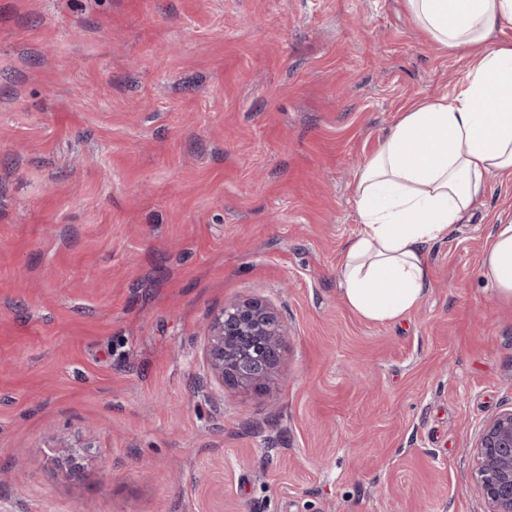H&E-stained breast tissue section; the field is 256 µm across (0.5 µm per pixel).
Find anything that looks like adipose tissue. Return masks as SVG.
<instances>
[{
    "label": "adipose tissue",
    "mask_w": 512,
    "mask_h": 512,
    "mask_svg": "<svg viewBox=\"0 0 512 512\" xmlns=\"http://www.w3.org/2000/svg\"><path fill=\"white\" fill-rule=\"evenodd\" d=\"M412 20L450 50H469L459 90L403 113L355 186L360 228L341 274L345 304L373 323L419 306L427 253L484 195L512 174V0H404ZM498 299L512 302V224L498 225L484 261Z\"/></svg>",
    "instance_id": "adipose-tissue-1"
}]
</instances>
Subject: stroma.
Segmentation results:
<instances>
[{
    "instance_id": "obj_1",
    "label": "stroma",
    "mask_w": 512,
    "mask_h": 512,
    "mask_svg": "<svg viewBox=\"0 0 512 512\" xmlns=\"http://www.w3.org/2000/svg\"><path fill=\"white\" fill-rule=\"evenodd\" d=\"M469 67L403 0H0V512H484L512 178L416 309L340 292L358 169ZM239 297L287 330L266 393L206 381ZM484 276L495 287L498 299L512 302V224L498 225L484 261Z\"/></svg>"
}]
</instances>
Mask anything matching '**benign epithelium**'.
<instances>
[{
    "mask_svg": "<svg viewBox=\"0 0 512 512\" xmlns=\"http://www.w3.org/2000/svg\"><path fill=\"white\" fill-rule=\"evenodd\" d=\"M284 336L269 304L257 299L224 304L206 326L209 377L250 392L266 389L281 366ZM473 454V478L487 512H512V409L485 423Z\"/></svg>",
    "mask_w": 512,
    "mask_h": 512,
    "instance_id": "1",
    "label": "benign epithelium"
}]
</instances>
